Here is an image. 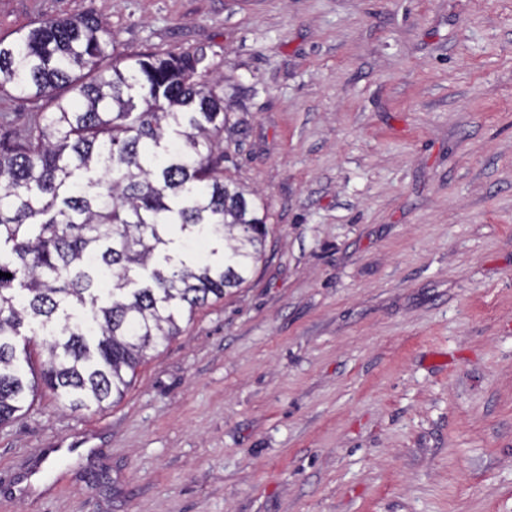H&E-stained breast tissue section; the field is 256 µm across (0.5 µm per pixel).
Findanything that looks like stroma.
<instances>
[{
    "label": "stroma",
    "mask_w": 512,
    "mask_h": 512,
    "mask_svg": "<svg viewBox=\"0 0 512 512\" xmlns=\"http://www.w3.org/2000/svg\"><path fill=\"white\" fill-rule=\"evenodd\" d=\"M81 15L223 74L266 255L120 402L0 427V512H512V0H0V38Z\"/></svg>",
    "instance_id": "obj_1"
}]
</instances>
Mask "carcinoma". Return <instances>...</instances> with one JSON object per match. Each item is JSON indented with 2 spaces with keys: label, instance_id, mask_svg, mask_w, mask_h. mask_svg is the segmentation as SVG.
<instances>
[{
  "label": "carcinoma",
  "instance_id": "cac0c4a2",
  "mask_svg": "<svg viewBox=\"0 0 512 512\" xmlns=\"http://www.w3.org/2000/svg\"><path fill=\"white\" fill-rule=\"evenodd\" d=\"M111 45L93 16L0 38V95L51 107L0 145V245L14 255L0 260V427L41 384L71 411L121 401L148 352L265 252L260 206L220 165L229 108L206 53L117 58ZM172 224L187 249L224 241L222 264H172ZM25 328L48 352L39 383L17 355Z\"/></svg>",
  "mask_w": 512,
  "mask_h": 512
}]
</instances>
